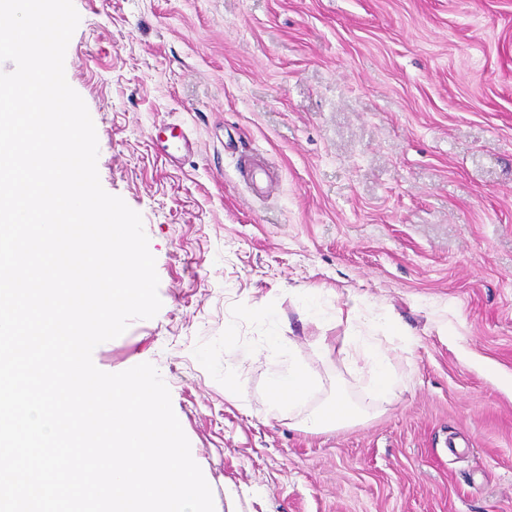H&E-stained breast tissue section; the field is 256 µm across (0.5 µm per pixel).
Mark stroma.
Here are the masks:
<instances>
[{
    "instance_id": "1",
    "label": "stroma",
    "mask_w": 512,
    "mask_h": 512,
    "mask_svg": "<svg viewBox=\"0 0 512 512\" xmlns=\"http://www.w3.org/2000/svg\"><path fill=\"white\" fill-rule=\"evenodd\" d=\"M73 2L65 72L162 301L93 362L157 367L215 512H512V0ZM356 298L407 335L375 329L403 385L348 428L273 412L267 347L223 355L239 396L193 355L271 303L308 407L361 401Z\"/></svg>"
}]
</instances>
